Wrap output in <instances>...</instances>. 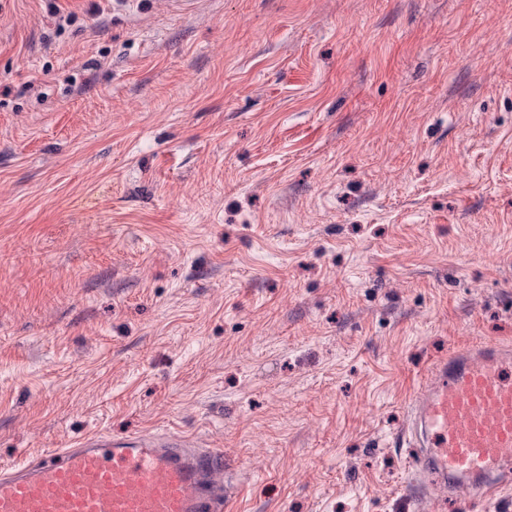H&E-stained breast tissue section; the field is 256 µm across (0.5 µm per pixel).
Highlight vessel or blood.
Masks as SVG:
<instances>
[{
  "label": "vessel or blood",
  "mask_w": 512,
  "mask_h": 512,
  "mask_svg": "<svg viewBox=\"0 0 512 512\" xmlns=\"http://www.w3.org/2000/svg\"><path fill=\"white\" fill-rule=\"evenodd\" d=\"M397 442L449 497L493 500L512 485V348L494 341L433 364L407 405ZM0 512H224V456L181 436L85 437L0 470Z\"/></svg>",
  "instance_id": "obj_1"
}]
</instances>
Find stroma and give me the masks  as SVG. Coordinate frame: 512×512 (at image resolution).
Wrapping results in <instances>:
<instances>
[{"label": "stroma", "instance_id": "1", "mask_svg": "<svg viewBox=\"0 0 512 512\" xmlns=\"http://www.w3.org/2000/svg\"><path fill=\"white\" fill-rule=\"evenodd\" d=\"M486 339L512 0H0V467L177 432L229 512H432L392 442Z\"/></svg>", "mask_w": 512, "mask_h": 512}]
</instances>
